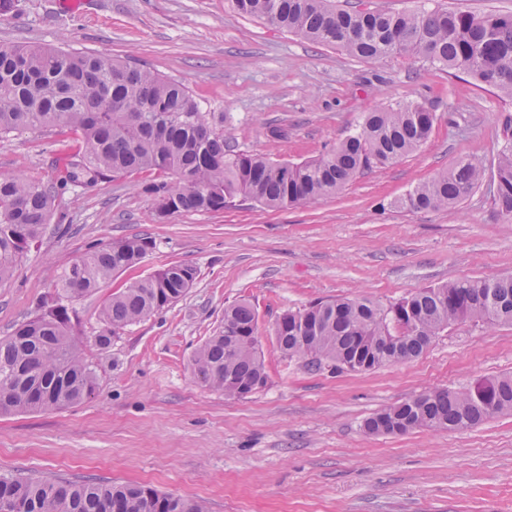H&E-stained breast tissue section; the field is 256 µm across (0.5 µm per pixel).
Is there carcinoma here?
Instances as JSON below:
<instances>
[{"label":"carcinoma","instance_id":"carcinoma-1","mask_svg":"<svg viewBox=\"0 0 512 512\" xmlns=\"http://www.w3.org/2000/svg\"><path fill=\"white\" fill-rule=\"evenodd\" d=\"M234 11L310 42L365 60L411 55L467 73L512 100V16L442 8L376 13L359 0H227ZM436 116L423 104L398 102L364 115L336 148L301 163L242 152L224 139V113L202 111L185 86L151 70L90 52L0 46V135L44 128L72 132L79 151L56 181L0 177V283L17 271L45 233L60 191L87 186L107 172L153 176L143 191L157 214L220 211L239 196L282 209L312 205L361 175L420 148ZM483 166L461 158L415 184L402 199L410 212L451 209L479 187ZM495 203L512 215V138L500 150ZM154 249L148 237L116 239L64 268L42 312L0 339V415L61 409L98 385L82 356L72 304ZM197 278L192 265L159 269L112 294L100 312L101 347L119 331L177 302ZM512 326V275L458 279L419 288L387 306L366 298L316 301L287 310L273 327L280 350L318 369L371 372L418 357L450 326ZM192 373L228 398L267 384L257 316L241 300L224 309V326L192 357ZM494 415H512V375L463 391L435 389L381 408L363 423L370 436L416 429L452 431ZM0 512H207L203 502L137 484L75 482L63 477L0 476Z\"/></svg>","mask_w":512,"mask_h":512}]
</instances>
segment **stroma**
Listing matches in <instances>:
<instances>
[{"label": "stroma", "instance_id": "obj_1", "mask_svg": "<svg viewBox=\"0 0 512 512\" xmlns=\"http://www.w3.org/2000/svg\"><path fill=\"white\" fill-rule=\"evenodd\" d=\"M62 48L130 61L182 83L239 149L301 162L355 129L365 112L412 100L437 116L429 140L312 206L271 209L237 198L221 211L154 215L142 176L71 186L50 230L0 284V339L39 314L62 268L102 244L145 235L154 249L74 302L98 387L80 404L0 416V474L140 483L205 501L208 512H512V416L455 431L368 436L377 409L434 390L512 375V326L457 324L415 360L368 373L309 370L278 348L285 310L366 297L388 304L463 278L512 272V216L493 173L512 102L466 74L414 56L367 61L230 9L225 0H11L0 45ZM75 134L0 137V175L53 181ZM472 158L482 185L452 210L397 207L416 183ZM190 264L192 288L168 308L95 337L113 292ZM248 300L268 373L244 399L196 382L195 350Z\"/></svg>", "mask_w": 512, "mask_h": 512}]
</instances>
